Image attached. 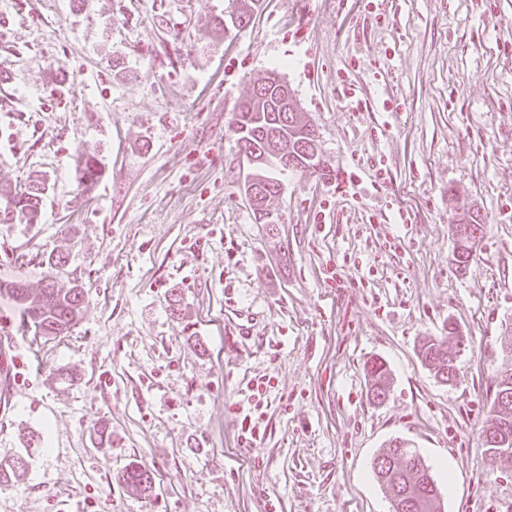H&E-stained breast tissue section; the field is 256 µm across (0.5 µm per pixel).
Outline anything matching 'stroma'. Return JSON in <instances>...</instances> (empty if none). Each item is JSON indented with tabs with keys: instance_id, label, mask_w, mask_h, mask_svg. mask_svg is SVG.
Masks as SVG:
<instances>
[{
	"instance_id": "obj_1",
	"label": "stroma",
	"mask_w": 512,
	"mask_h": 512,
	"mask_svg": "<svg viewBox=\"0 0 512 512\" xmlns=\"http://www.w3.org/2000/svg\"><path fill=\"white\" fill-rule=\"evenodd\" d=\"M227 5L0 0V190L47 187L39 223H0V281L85 295L51 340L0 300V459L28 461L0 512H391L371 462L396 438L444 512H512V458L480 439L512 362V0H261L211 40ZM273 73L333 169L281 175L274 236L232 130ZM84 153L105 167L89 192ZM468 210L485 224L460 269ZM452 324L469 346L445 385L417 344ZM483 219L478 212L468 211L463 215L460 224H456L453 229L455 236L454 261L461 268H466L470 258L468 250V241L475 231L481 230ZM372 386L369 397L373 402L383 403L389 395V373L383 361L375 360L367 367Z\"/></svg>"
}]
</instances>
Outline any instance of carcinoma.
<instances>
[{"mask_svg": "<svg viewBox=\"0 0 512 512\" xmlns=\"http://www.w3.org/2000/svg\"><path fill=\"white\" fill-rule=\"evenodd\" d=\"M264 100H254L248 95L239 105L234 130L238 141L249 146L255 140V132L276 120V109L280 103L276 90L268 87L263 94ZM311 124L303 112L292 109L285 122L279 125L277 138L263 145L266 150L267 163L260 170L263 181L269 184V200L278 195L279 179L272 175L277 169L276 154L280 151L296 154L297 167L306 170L311 161L297 149L304 139V134ZM81 181L89 191L98 183L104 173V166L93 154L81 158ZM46 190L45 182L33 179L29 184L10 194L8 203L15 212V218L27 224H35L41 211V202ZM483 219L477 212H467L460 223L455 225L454 261L458 267H467L470 252L468 241L474 232L481 229ZM0 298L20 310L23 323L33 329L34 335L57 337L76 324L80 318L84 303V291L76 284L67 287L54 279L46 280L39 288H31L18 281H1ZM468 347L466 337L459 334L453 324H448V335L426 336L419 344L418 356L422 364L439 382L446 384L453 373L454 361L464 348ZM372 386L369 397L372 401L382 403L389 395V373L386 364L375 360L367 367ZM512 440V400L489 411L486 425L482 430L481 446L494 455H508L492 443L494 438ZM27 460L18 455L10 460L0 461V486L16 482L20 473L26 468ZM372 471L379 486L390 497L393 512H442L443 502L440 488L430 472L425 460L403 439L391 442L387 451L374 458ZM124 481L128 488L140 493L152 489V477L148 471L132 468L126 471Z\"/></svg>", "mask_w": 512, "mask_h": 512, "instance_id": "cac0c4a2", "label": "carcinoma"}]
</instances>
